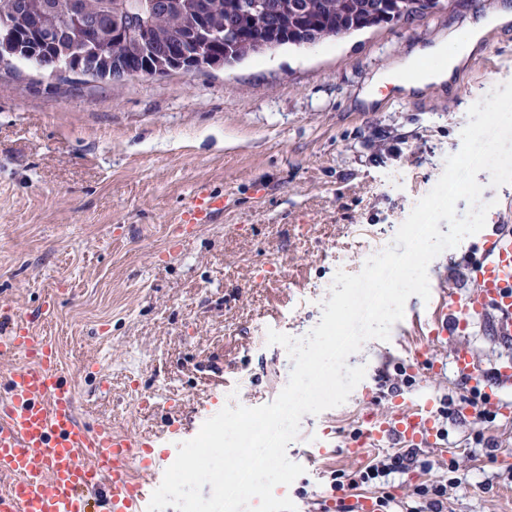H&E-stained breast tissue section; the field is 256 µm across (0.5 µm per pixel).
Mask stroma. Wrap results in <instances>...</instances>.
<instances>
[{
	"mask_svg": "<svg viewBox=\"0 0 512 512\" xmlns=\"http://www.w3.org/2000/svg\"><path fill=\"white\" fill-rule=\"evenodd\" d=\"M498 2L442 0L394 25L163 78L111 83L0 64V310L20 317L54 303L39 329L78 376L82 420L151 441L165 469L178 443L225 406L277 398L290 376L287 351L267 331L302 336L319 323L336 273H360L392 243L381 227L403 223L435 186L462 146L469 108L487 86L512 81V24L483 37L451 87L409 96L388 84L368 109L358 94ZM201 190L224 209L179 240L182 212ZM476 241L430 262L431 293L474 289L465 260ZM435 306L409 297L389 340L351 355L366 368L363 381L343 405L303 416L286 449L297 464L323 442L331 453L276 486V497H290L297 512H336L332 472L354 473L377 454L342 453L365 414H388L398 396L461 402L469 390L450 366L459 347L484 370L512 355L490 321L477 320L432 344L446 368L425 375L413 351ZM90 362L98 374L82 373ZM160 385L165 398L133 405L132 392ZM439 423L442 447L418 451L433 468L361 496L388 493L399 512L416 484L446 480L453 459L469 485L446 512H512L500 462L512 450V416L480 426L453 413Z\"/></svg>",
	"mask_w": 512,
	"mask_h": 512,
	"instance_id": "35a3bbf8",
	"label": "stroma"
}]
</instances>
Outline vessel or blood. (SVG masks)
Returning <instances> with one entry per match:
<instances>
[{
    "label": "vessel or blood",
    "mask_w": 512,
    "mask_h": 512,
    "mask_svg": "<svg viewBox=\"0 0 512 512\" xmlns=\"http://www.w3.org/2000/svg\"><path fill=\"white\" fill-rule=\"evenodd\" d=\"M223 207L200 192L184 210L180 237ZM477 287L449 293L437 311L430 338L455 336L470 320L493 312L492 332L512 344V231L492 225L481 236L467 263ZM23 358L5 380L0 398V475L10 477L0 493V512H146L152 495L150 477L156 462L146 459L150 443L112 428L106 422L77 419L80 389L59 364L54 341L37 333L32 321L16 320L0 330V359ZM512 385V358L497 363L485 383L489 409L511 410L500 397ZM396 439L408 448H435L442 438L431 403L399 401L390 417L370 420L345 453L359 456L366 444Z\"/></svg>",
    "instance_id": "b4317fda"
}]
</instances>
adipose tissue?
I'll list each match as a JSON object with an SVG mask.
<instances>
[{"instance_id":"obj_1","label":"adipose tissue","mask_w":512,"mask_h":512,"mask_svg":"<svg viewBox=\"0 0 512 512\" xmlns=\"http://www.w3.org/2000/svg\"><path fill=\"white\" fill-rule=\"evenodd\" d=\"M510 22H512V5L506 4L505 0H502L494 10L471 14L466 22V39H458L452 34L447 40L421 50L419 57L409 58L405 68L412 71L413 76L409 79H400V86L412 92L425 89L427 85L433 83L444 85L450 81L456 69L465 64L469 55L476 50L480 40L489 30ZM421 57L440 59L441 65L427 73H416L417 60Z\"/></svg>"}]
</instances>
